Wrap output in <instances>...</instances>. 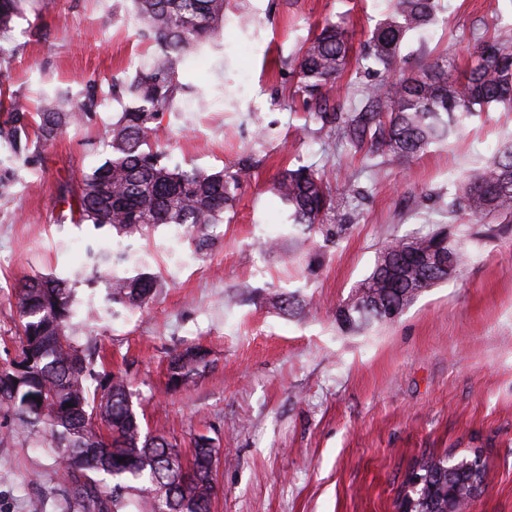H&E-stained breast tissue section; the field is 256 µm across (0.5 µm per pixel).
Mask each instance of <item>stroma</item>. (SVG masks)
Listing matches in <instances>:
<instances>
[{"label":"stroma","mask_w":512,"mask_h":512,"mask_svg":"<svg viewBox=\"0 0 512 512\" xmlns=\"http://www.w3.org/2000/svg\"><path fill=\"white\" fill-rule=\"evenodd\" d=\"M130 0H29L5 38L10 92L37 99L97 84L95 118L68 128L37 167L0 197V364L16 355L14 287L34 273L91 275L89 250L126 243L135 258L80 283L74 319L99 372L127 374L151 431L190 450L200 433L220 448L212 512H395L421 456L484 453L488 476L467 512H512V225L448 227L467 252L455 277L422 290L395 321L342 330L336 308L373 270L386 239L445 221L448 193L469 169L512 140V111L475 117L449 142L378 171L363 153L325 137L295 97L294 61L317 25L344 18L354 48L383 19L386 0H231L220 36L160 137L175 162L222 168L252 157L231 221L201 252L185 227L141 239L56 223L58 180L105 156V132L126 99L116 86L146 71L155 47L135 30ZM512 23V0H440L438 21L406 37V64L445 53L465 65L494 19ZM316 165L333 189L354 182L364 219L336 239L314 234L294 253L274 183ZM149 271L161 286L143 308L107 297L110 275ZM293 297L294 308L280 302ZM195 344L210 366L167 392L170 356ZM55 457L17 438L0 444V512H60Z\"/></svg>","instance_id":"1"}]
</instances>
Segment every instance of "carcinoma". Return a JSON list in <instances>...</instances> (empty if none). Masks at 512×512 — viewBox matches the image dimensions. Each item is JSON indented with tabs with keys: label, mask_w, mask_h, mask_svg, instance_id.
Wrapping results in <instances>:
<instances>
[{
	"label": "carcinoma",
	"mask_w": 512,
	"mask_h": 512,
	"mask_svg": "<svg viewBox=\"0 0 512 512\" xmlns=\"http://www.w3.org/2000/svg\"><path fill=\"white\" fill-rule=\"evenodd\" d=\"M22 0H0V29L11 28ZM138 36L155 44L149 71L127 82L121 92L132 105L112 122L108 155L80 179L57 182L56 221L114 229L123 237L147 235L161 224H178L190 232L199 251L208 249V230L233 212L237 190L253 159L244 157L218 171L171 164L170 154L155 148L165 113L175 109L187 86L179 70L188 56L210 43L224 24L228 0H132ZM436 0H389L383 20L375 25L361 54H352L348 29L327 21L306 41L296 61L294 94L315 106L319 132L339 134L365 151L371 167L392 154L409 160L431 146L460 134L467 121L496 106L512 109V24L496 23L493 36L480 37L467 70L450 75L453 64L438 56L397 73L408 33L435 23ZM375 64L391 77L362 88L355 107L343 112L330 104V92L352 65ZM0 83V143L12 155L0 164V195L11 188L21 168L41 160L42 149L71 126L93 116L95 84L81 96L45 94L32 110L17 96L6 95ZM276 196L288 207L303 235L324 232L336 211V196L312 164L284 171ZM342 195L354 201L346 222L362 218V193L349 183ZM448 216L480 222L488 216L512 224V145L471 169L448 200ZM410 238L396 237L383 246L371 274L355 295L337 310L348 329L394 320L425 288L455 276L465 253L450 243L440 248L445 267L426 272L408 250ZM110 300L127 309L141 308L160 282L151 273L107 281ZM15 327L18 355L0 367V411L15 426L0 434V443L20 436L67 462L72 512H162L157 495L181 466L177 445L143 430L134 408L127 376L99 374L80 343L72 321L75 282L36 275L16 285ZM170 357L181 386L193 382L207 363L187 352ZM207 438L194 440L192 456L202 476L211 455ZM422 481L408 491L411 512H447L448 491L459 506L468 503L472 486L483 482L486 466L478 454L421 458Z\"/></svg>",
	"instance_id": "cac0c4a2"
}]
</instances>
